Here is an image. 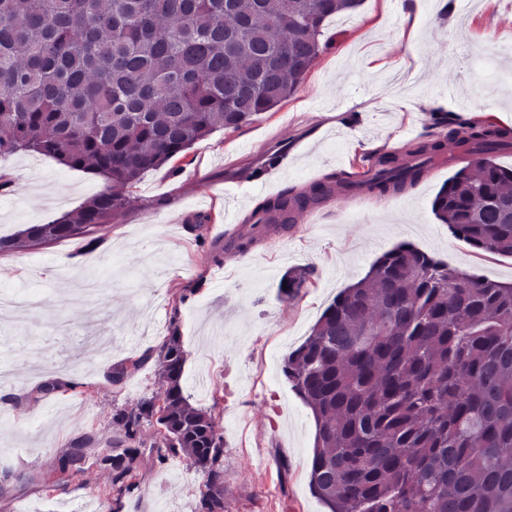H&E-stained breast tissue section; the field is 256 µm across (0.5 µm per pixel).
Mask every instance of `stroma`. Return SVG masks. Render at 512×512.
<instances>
[{"instance_id": "1", "label": "stroma", "mask_w": 512, "mask_h": 512, "mask_svg": "<svg viewBox=\"0 0 512 512\" xmlns=\"http://www.w3.org/2000/svg\"><path fill=\"white\" fill-rule=\"evenodd\" d=\"M363 0L329 19L327 48L298 90L258 120L219 130L165 167L146 173L134 201L112 216L96 248L66 239L0 255V292L42 295L47 304L0 324V354L11 362L0 390V512H101L109 475L96 462L59 474V459L83 436L109 447L115 415L158 389L162 366L151 353L178 330L186 362L181 380L224 435V494L230 512H328L309 488L315 442L311 410L282 374V361L310 334L325 308L363 278L384 252L408 242L462 271L512 282V257L475 253L432 211L458 168L437 160L408 193L363 194L318 208L248 252L220 230L224 209L239 210L240 234L257 203L350 171L364 152L400 150L425 134L429 113L492 115L512 128V58L478 61L512 45V0ZM286 147L288 166L255 176L264 157ZM11 184L0 190V236L12 237L79 209L110 185L94 173L34 153L0 157ZM309 270L293 299L279 290L291 268ZM150 355L122 383L113 366ZM67 361L68 386L42 396L52 365ZM287 461L288 475L278 464ZM64 478L61 489H46ZM201 472L183 457L157 461L141 446L137 488L119 512H196Z\"/></svg>"}]
</instances>
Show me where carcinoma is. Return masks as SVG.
I'll return each mask as SVG.
<instances>
[{"label":"carcinoma","mask_w":512,"mask_h":512,"mask_svg":"<svg viewBox=\"0 0 512 512\" xmlns=\"http://www.w3.org/2000/svg\"><path fill=\"white\" fill-rule=\"evenodd\" d=\"M362 0H0V155L36 153L104 176L119 192L77 214L0 237V254L86 237L131 204L128 191L195 143L236 131L292 96L322 52L324 21ZM470 160L432 210L472 248L512 256V169L493 154L512 129L430 113ZM443 149L430 135L364 156L341 178L291 187L248 217L246 252L295 216L345 193L400 195ZM288 270L283 293L308 280ZM368 326L383 332L363 341ZM165 389L117 413L105 502L137 486L147 433L160 461L204 475L198 512H228L224 435L181 387V337L156 349ZM150 356L112 373L121 382ZM282 372L316 423L309 484L329 512H512V283L462 274L402 243L344 288ZM93 438L59 462L78 473Z\"/></svg>","instance_id":"carcinoma-1"}]
</instances>
